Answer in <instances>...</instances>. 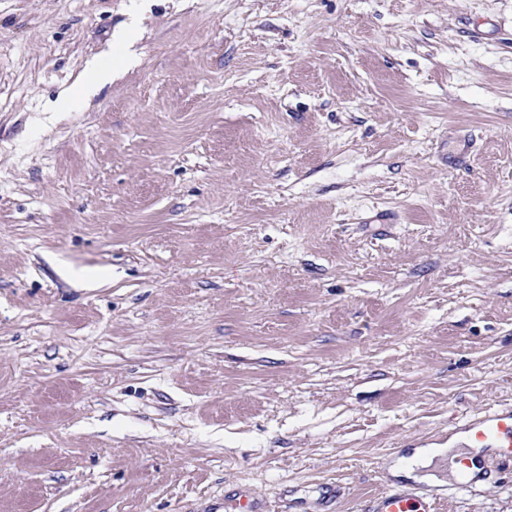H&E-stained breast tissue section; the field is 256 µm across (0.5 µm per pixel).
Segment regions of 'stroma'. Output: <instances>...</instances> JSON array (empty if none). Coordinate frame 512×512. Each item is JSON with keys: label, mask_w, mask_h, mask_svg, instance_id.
I'll list each match as a JSON object with an SVG mask.
<instances>
[{"label": "stroma", "mask_w": 512, "mask_h": 512, "mask_svg": "<svg viewBox=\"0 0 512 512\" xmlns=\"http://www.w3.org/2000/svg\"><path fill=\"white\" fill-rule=\"evenodd\" d=\"M508 403L512 0H0V512H512L401 474ZM91 71L94 74L93 81L89 84L77 86L60 97L57 101L58 110L68 109L77 102L88 101L91 96L97 92V90L112 82L111 69L104 67L99 63H94L92 64ZM440 498L417 496L397 489H389L377 496L367 512H438Z\"/></svg>", "instance_id": "stroma-1"}]
</instances>
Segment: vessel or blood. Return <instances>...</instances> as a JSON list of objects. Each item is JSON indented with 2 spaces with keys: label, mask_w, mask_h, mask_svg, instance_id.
<instances>
[{
  "label": "vessel or blood",
  "mask_w": 512,
  "mask_h": 512,
  "mask_svg": "<svg viewBox=\"0 0 512 512\" xmlns=\"http://www.w3.org/2000/svg\"><path fill=\"white\" fill-rule=\"evenodd\" d=\"M457 432L467 434L471 444L490 449L489 465L512 462V406L498 405L480 414L463 417ZM437 498L389 489L377 496L368 512H438Z\"/></svg>",
  "instance_id": "b4317fda"
}]
</instances>
